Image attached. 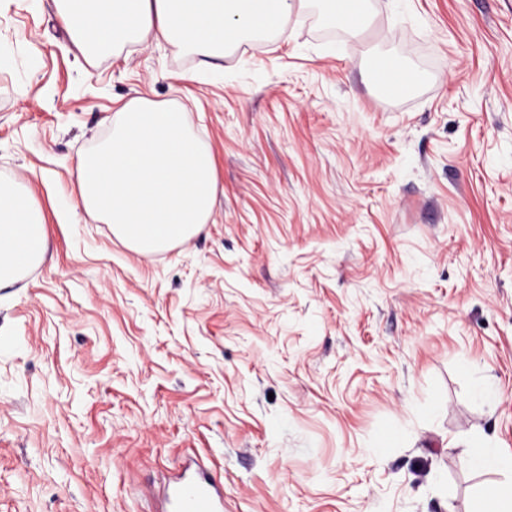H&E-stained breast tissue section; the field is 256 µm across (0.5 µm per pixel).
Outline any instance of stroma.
<instances>
[{
  "instance_id": "stroma-1",
  "label": "stroma",
  "mask_w": 512,
  "mask_h": 512,
  "mask_svg": "<svg viewBox=\"0 0 512 512\" xmlns=\"http://www.w3.org/2000/svg\"><path fill=\"white\" fill-rule=\"evenodd\" d=\"M364 42L292 14L214 65L87 64L53 0H0V177L52 261L0 288V512H155L191 459L224 512H469L512 456V0H373ZM394 31L426 81L377 94ZM134 98L213 154L204 233L151 257L61 211ZM397 439L382 446L384 435ZM468 450L472 461L481 469L512 471L511 457L497 455L492 448H487L479 439H473Z\"/></svg>"
}]
</instances>
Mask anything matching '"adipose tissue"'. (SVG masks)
<instances>
[{
	"label": "adipose tissue",
	"instance_id": "1",
	"mask_svg": "<svg viewBox=\"0 0 512 512\" xmlns=\"http://www.w3.org/2000/svg\"><path fill=\"white\" fill-rule=\"evenodd\" d=\"M61 24L87 63L109 51L155 41L211 60L242 45L268 41L283 31L293 11L321 8L328 25L362 38L370 0H53ZM376 73L386 96L405 95L420 83L406 56L379 51L359 59ZM48 231L31 193L0 179V287L48 261Z\"/></svg>",
	"mask_w": 512,
	"mask_h": 512
}]
</instances>
